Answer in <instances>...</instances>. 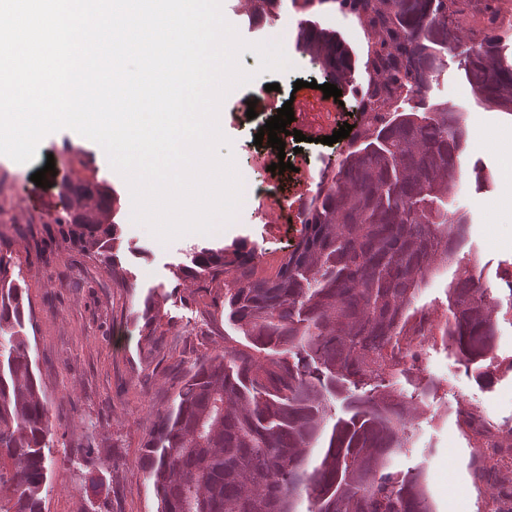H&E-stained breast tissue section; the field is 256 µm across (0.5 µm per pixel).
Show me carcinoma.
<instances>
[{"label": "carcinoma", "instance_id": "cac0c4a2", "mask_svg": "<svg viewBox=\"0 0 512 512\" xmlns=\"http://www.w3.org/2000/svg\"><path fill=\"white\" fill-rule=\"evenodd\" d=\"M372 21V96L388 103L424 89L459 51L472 90L512 111V64L499 42L467 41L448 22V0H340ZM300 43L337 80L352 68L326 29L302 27ZM362 143L322 183L306 234L275 276L255 279L254 253L202 250L185 270L224 282L228 318L250 343L197 362L172 404L158 412L141 465L158 512H433L421 471L391 470L407 447L411 405L392 379H410L430 336L453 351L479 381L491 380L498 336L497 299L482 271L460 256L464 213L445 199L455 191L456 161L466 146L459 113H386L358 133ZM56 224H74L104 250L114 240L107 193ZM466 263L446 288L448 309L435 320L413 306L439 266ZM23 288L0 261V512H42L50 434L47 411L26 350ZM346 416L327 425L330 401ZM497 448H512V426L488 424Z\"/></svg>", "mask_w": 512, "mask_h": 512}]
</instances>
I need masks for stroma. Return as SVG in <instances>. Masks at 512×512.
Here are the masks:
<instances>
[{
    "mask_svg": "<svg viewBox=\"0 0 512 512\" xmlns=\"http://www.w3.org/2000/svg\"><path fill=\"white\" fill-rule=\"evenodd\" d=\"M280 14L290 24L280 38L290 69L257 73L254 53L240 63L255 79L234 89L221 107L223 133L231 141L237 169L256 190L276 187L288 215L270 219L259 195L243 201L224 235L182 236L167 243L133 223V204L123 179L95 142L63 129L45 136L36 159L20 164L0 155V262L24 289L25 333L52 433L43 512H157L153 485L140 458L154 424L181 386L190 368L224 350L225 343L245 344L244 336L224 312L223 278L184 274L192 250L245 247L255 254L253 275H275L286 254L306 233L304 210L321 176L334 171L352 146V138L333 145L313 142L314 132L332 135L343 124L358 125L361 91L373 83L372 38L365 24L338 0L305 10L294 0H280ZM224 16L248 42L271 40L274 18L250 22L243 0H224ZM336 33L354 62L341 84L342 105L323 113L320 64L297 42L306 22ZM304 88H296V81ZM316 88H309V81ZM255 101V118L240 110ZM307 109L294 119L306 143L289 141L290 170L269 171L278 160L270 145L254 136L286 101ZM441 105L458 112L467 129L460 156L458 187L448 205L467 216L465 252L478 258L482 285L498 296L500 273L512 266V112H505L472 93L456 52L444 56L438 76L421 92L394 103L400 112H422ZM54 162L49 187L31 176ZM488 179L476 184L474 167ZM86 181L110 188L116 198V260L110 261L79 238L73 225L58 223L67 200L61 182ZM496 360L502 366L495 381L478 382L431 337L420 338L421 378L439 391L424 394L404 384L400 390L417 409L407 432L406 451L394 456L397 471L424 469L435 512H486L497 502L499 486L512 488V466L478 458L473 442L462 435L447 406L473 405L489 421L512 425V311L501 309ZM483 462L493 480L475 483L472 469Z\"/></svg>",
    "mask_w": 512,
    "mask_h": 512,
    "instance_id": "1",
    "label": "stroma"
}]
</instances>
